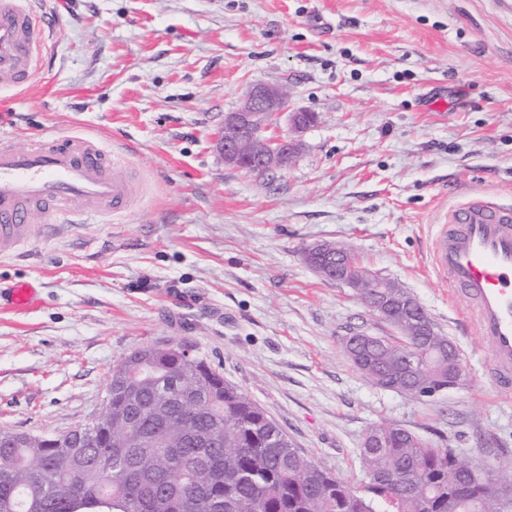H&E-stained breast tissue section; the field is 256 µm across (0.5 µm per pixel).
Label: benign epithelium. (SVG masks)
Wrapping results in <instances>:
<instances>
[{
  "mask_svg": "<svg viewBox=\"0 0 512 512\" xmlns=\"http://www.w3.org/2000/svg\"><path fill=\"white\" fill-rule=\"evenodd\" d=\"M288 90L280 85L256 84L244 95L238 108L224 114V126L215 144L224 161L240 168L258 167L265 172L284 168L301 148L300 136L313 126L312 111L289 108ZM288 114V134L269 136L272 117ZM344 253L332 243H315L304 249L305 263L320 276L350 284L360 289L391 288L393 284L377 275L363 274L345 267ZM456 347L448 342V387L458 386L463 378V365L455 356ZM17 441L39 448H80L85 444L84 433L68 435L17 434Z\"/></svg>",
  "mask_w": 512,
  "mask_h": 512,
  "instance_id": "obj_1",
  "label": "benign epithelium"
}]
</instances>
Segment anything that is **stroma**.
<instances>
[{"instance_id": "35a3bbf8", "label": "stroma", "mask_w": 512, "mask_h": 512, "mask_svg": "<svg viewBox=\"0 0 512 512\" xmlns=\"http://www.w3.org/2000/svg\"><path fill=\"white\" fill-rule=\"evenodd\" d=\"M58 21L25 90L0 88V132L111 146L142 193L0 257V286L42 307L0 311V426L64 434L100 411L129 349L206 358L296 448L362 487L359 446L390 422L471 462L512 466V396L487 343L428 262L448 211L482 193L512 208V0H31ZM259 83L317 121L288 167L225 163V113ZM343 244L414 294L456 345L464 380L432 397L374 386L343 339L394 335L306 246ZM38 285L32 281H20L11 288L0 290V307L2 300L7 308L17 314H26L37 310L42 305L38 295Z\"/></svg>"}]
</instances>
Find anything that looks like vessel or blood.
Masks as SVG:
<instances>
[{
	"mask_svg": "<svg viewBox=\"0 0 512 512\" xmlns=\"http://www.w3.org/2000/svg\"><path fill=\"white\" fill-rule=\"evenodd\" d=\"M53 33L27 0H0V87L34 81L36 56ZM120 160L92 136L49 135L17 149L0 137V256L88 217L116 219L133 206L137 191L119 173ZM51 214L49 224L35 223ZM430 266L461 301L475 332L489 345L486 369L495 388L512 392V208L482 195L449 210L432 236ZM0 301L18 314L42 305L38 286L20 281L0 290Z\"/></svg>",
	"mask_w": 512,
	"mask_h": 512,
	"instance_id": "obj_1",
	"label": "vessel or blood"
}]
</instances>
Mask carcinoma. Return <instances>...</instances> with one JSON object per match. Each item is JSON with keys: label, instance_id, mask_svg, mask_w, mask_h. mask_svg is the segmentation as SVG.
Here are the masks:
<instances>
[{"label": "carcinoma", "instance_id": "cac0c4a2", "mask_svg": "<svg viewBox=\"0 0 512 512\" xmlns=\"http://www.w3.org/2000/svg\"><path fill=\"white\" fill-rule=\"evenodd\" d=\"M392 310L413 294L390 289ZM407 323L350 361L374 386L448 385V343L441 333L413 336ZM149 345L126 352L112 369L152 356L150 376L134 391L112 377L106 443L85 449L82 466L65 449L0 446V512H492L512 469L486 471L393 423L374 448H359L368 483L353 489L301 455L283 428L205 359L183 361ZM123 450L102 477L96 458Z\"/></svg>", "mask_w": 512, "mask_h": 512}]
</instances>
